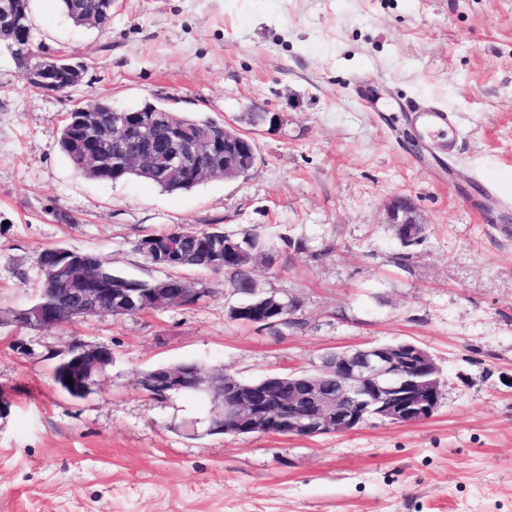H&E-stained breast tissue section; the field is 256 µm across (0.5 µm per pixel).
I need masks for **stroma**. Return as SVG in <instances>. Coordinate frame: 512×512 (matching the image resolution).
I'll return each mask as SVG.
<instances>
[{
	"label": "stroma",
	"instance_id": "1",
	"mask_svg": "<svg viewBox=\"0 0 512 512\" xmlns=\"http://www.w3.org/2000/svg\"><path fill=\"white\" fill-rule=\"evenodd\" d=\"M37 55L87 65L68 94L33 89L0 50V310L35 300L39 250L95 252L112 271L164 278L147 234L219 225L288 235L260 263L266 291L300 299L280 332L229 319L220 271H187L198 306L53 329L0 325V512H512V0H117L112 26L75 25L30 0ZM164 104L255 140L247 178L167 193L78 172L64 117L100 98ZM447 110L429 132L415 106ZM279 114L254 127V108ZM411 198L425 224L402 246L386 222ZM411 341L440 368L425 421L368 420L347 435L188 434L207 394L154 400L142 371L180 361L242 380L315 371L325 353ZM77 342L113 360L75 399L54 381Z\"/></svg>",
	"mask_w": 512,
	"mask_h": 512
}]
</instances>
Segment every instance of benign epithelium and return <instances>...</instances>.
<instances>
[{
    "label": "benign epithelium",
    "mask_w": 512,
    "mask_h": 512,
    "mask_svg": "<svg viewBox=\"0 0 512 512\" xmlns=\"http://www.w3.org/2000/svg\"><path fill=\"white\" fill-rule=\"evenodd\" d=\"M29 0H0V27L12 34L10 52L26 70L28 83L48 94L66 93L81 84L86 65L67 54H56L31 65V26L27 22ZM112 112V120L103 116ZM104 109L97 104L81 106L75 126L84 141L80 158L89 173L112 170L117 181L137 169L156 181L191 174L198 182L222 176H247L257 162L254 139L230 124L224 137L200 136L182 127L169 131V141L160 146L154 139L156 115L170 108L147 103L138 108ZM387 221L406 241L422 238L423 222L412 201L393 198L386 208ZM58 264L56 276L67 287L71 321L103 313L112 316L138 315L170 308L180 302L168 288V279L141 292L124 280L116 288H103L102 277L91 276L77 257ZM111 298L108 309L101 296ZM244 302L229 308L231 320L268 328L298 320L301 306L288 294L253 287L238 292ZM25 327L46 329L61 326L60 314L52 304L33 303L24 312ZM64 376L73 384L62 389L75 398L91 390L95 375L112 364L106 346L79 345L63 360ZM139 386L148 395H167L189 386L208 394L212 407L206 432L238 436L268 434L274 429L288 436L311 438L343 435L357 430L368 418L392 424L424 421L433 416L442 398L439 368L423 347L409 341L369 344L326 354L316 371L271 374L259 386H251L222 370L194 362H179L142 372Z\"/></svg>",
    "instance_id": "obj_1"
}]
</instances>
